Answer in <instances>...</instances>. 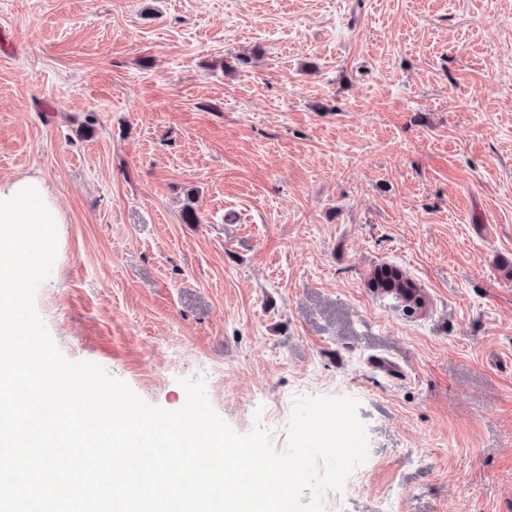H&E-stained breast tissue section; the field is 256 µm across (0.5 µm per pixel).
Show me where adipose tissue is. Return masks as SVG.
<instances>
[{"label":"adipose tissue","instance_id":"adipose-tissue-1","mask_svg":"<svg viewBox=\"0 0 512 512\" xmlns=\"http://www.w3.org/2000/svg\"><path fill=\"white\" fill-rule=\"evenodd\" d=\"M60 221L41 179L24 177L0 183V362L17 358L19 337L31 333L30 323L15 320L12 312L23 293L19 275H30L40 266L43 255L42 245L13 240L12 227Z\"/></svg>","mask_w":512,"mask_h":512}]
</instances>
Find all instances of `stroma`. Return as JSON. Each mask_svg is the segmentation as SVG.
Instances as JSON below:
<instances>
[{"label": "stroma", "instance_id": "obj_1", "mask_svg": "<svg viewBox=\"0 0 512 512\" xmlns=\"http://www.w3.org/2000/svg\"><path fill=\"white\" fill-rule=\"evenodd\" d=\"M1 29L0 182L59 209L67 359L169 411L203 376L242 433L354 398L343 512H512V0H0Z\"/></svg>", "mask_w": 512, "mask_h": 512}]
</instances>
